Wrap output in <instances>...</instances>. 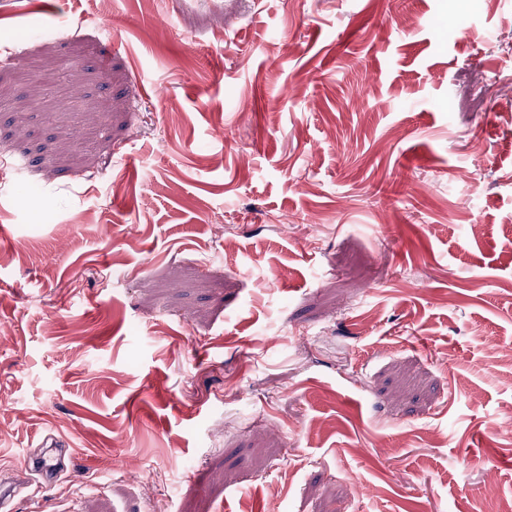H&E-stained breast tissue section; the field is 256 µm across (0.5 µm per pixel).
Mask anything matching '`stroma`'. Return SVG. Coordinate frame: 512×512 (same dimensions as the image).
I'll return each instance as SVG.
<instances>
[{
  "label": "stroma",
  "mask_w": 512,
  "mask_h": 512,
  "mask_svg": "<svg viewBox=\"0 0 512 512\" xmlns=\"http://www.w3.org/2000/svg\"><path fill=\"white\" fill-rule=\"evenodd\" d=\"M512 0H0V512L512 501ZM56 473L34 468L47 436Z\"/></svg>",
  "instance_id": "stroma-1"
}]
</instances>
